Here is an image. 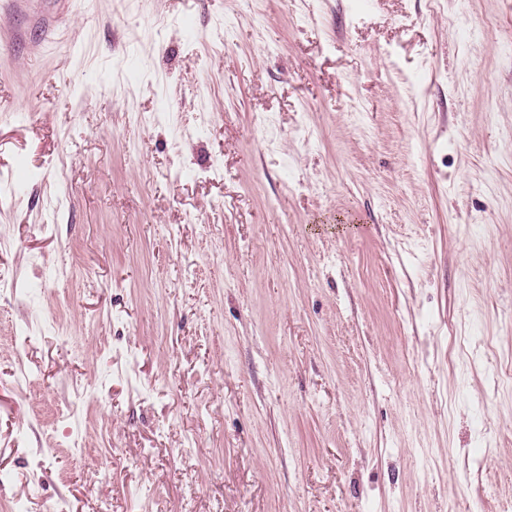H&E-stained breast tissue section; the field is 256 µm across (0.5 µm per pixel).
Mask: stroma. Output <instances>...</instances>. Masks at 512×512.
<instances>
[{
  "label": "stroma",
  "instance_id": "obj_1",
  "mask_svg": "<svg viewBox=\"0 0 512 512\" xmlns=\"http://www.w3.org/2000/svg\"><path fill=\"white\" fill-rule=\"evenodd\" d=\"M0 189V512H512V0H29Z\"/></svg>",
  "mask_w": 512,
  "mask_h": 512
}]
</instances>
